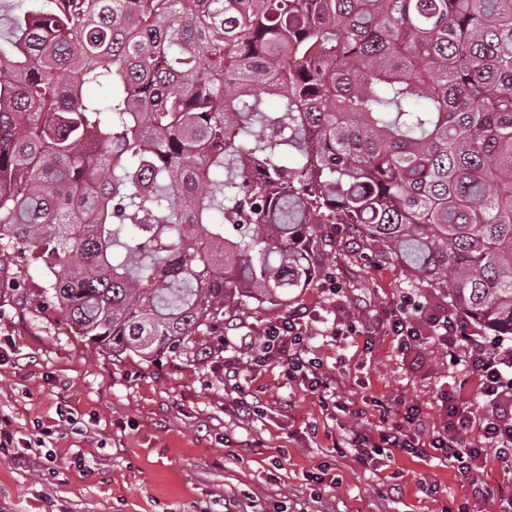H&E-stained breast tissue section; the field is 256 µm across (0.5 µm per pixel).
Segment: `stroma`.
<instances>
[{"label":"stroma","instance_id":"stroma-1","mask_svg":"<svg viewBox=\"0 0 512 512\" xmlns=\"http://www.w3.org/2000/svg\"><path fill=\"white\" fill-rule=\"evenodd\" d=\"M7 269L0 427L17 446L39 435L45 443L24 463L0 452V512H505L512 469L494 453L480 468L494 493L484 499L448 461L399 453L373 469L336 449L350 431L377 429L381 403L418 405L431 434L444 424L448 392L486 411L427 316L413 318L420 350H402L390 330L403 301L446 311L445 291L349 228H337L335 253L291 307L249 306L228 321L231 347L202 337L153 362L114 360L41 306L37 270L15 261ZM293 309L351 411L323 406L273 364L247 374L250 411L225 386L226 364L249 360L251 342Z\"/></svg>","mask_w":512,"mask_h":512}]
</instances>
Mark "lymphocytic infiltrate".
<instances>
[{"mask_svg":"<svg viewBox=\"0 0 512 512\" xmlns=\"http://www.w3.org/2000/svg\"><path fill=\"white\" fill-rule=\"evenodd\" d=\"M439 345L456 350L469 347L467 367L477 378L475 396L494 407L491 415L476 417L468 409L449 403L444 407L447 421L431 440L421 436L422 411L410 405L397 411L395 419L372 435L363 431L347 438L355 458L363 465L377 467L384 458L403 452L418 459L445 458L457 463L465 479H475L487 450H494L507 467H512V346L502 340L483 342L463 329L458 319L433 315ZM255 365L282 364L289 378L300 380L306 390L318 393L327 388L323 361L312 350L301 317L291 314L268 326L256 348ZM478 427L477 439H469L471 427Z\"/></svg>","mask_w":512,"mask_h":512,"instance_id":"lymphocytic-infiltrate-1","label":"lymphocytic infiltrate"}]
</instances>
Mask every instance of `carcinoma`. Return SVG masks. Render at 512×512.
I'll return each instance as SVG.
<instances>
[{"mask_svg":"<svg viewBox=\"0 0 512 512\" xmlns=\"http://www.w3.org/2000/svg\"><path fill=\"white\" fill-rule=\"evenodd\" d=\"M22 2L0 252L78 335L222 342L311 286L338 224L512 335V0Z\"/></svg>","mask_w":512,"mask_h":512,"instance_id":"obj_1","label":"carcinoma"}]
</instances>
